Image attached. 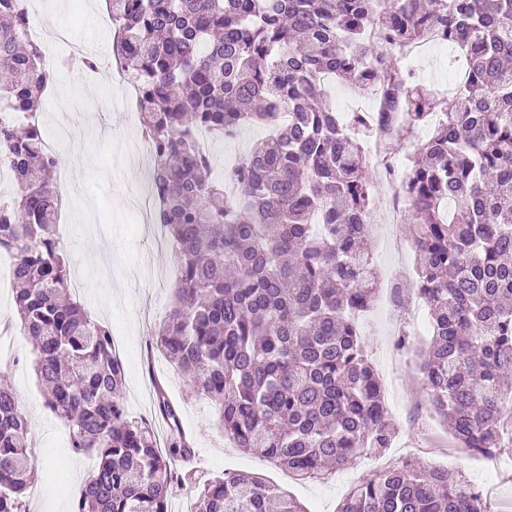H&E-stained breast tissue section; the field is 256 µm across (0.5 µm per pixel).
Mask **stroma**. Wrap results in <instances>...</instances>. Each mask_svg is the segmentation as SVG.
Masks as SVG:
<instances>
[{"label":"stroma","instance_id":"35a3bbf8","mask_svg":"<svg viewBox=\"0 0 512 512\" xmlns=\"http://www.w3.org/2000/svg\"><path fill=\"white\" fill-rule=\"evenodd\" d=\"M35 15L46 29L64 30L70 41L93 47L103 62L95 86L80 83L76 70L61 69L41 110L45 128L57 121L60 101L73 102L77 124L74 147L56 155L69 171L75 190L65 202L58 234L70 262L71 279L83 280L78 300L91 316L108 326L125 373L124 400L130 416L154 419L155 431L167 426L154 418L155 388L163 386L181 408V426L197 448L195 457L176 461L183 477L171 497L172 512H192L203 484L227 472L262 475L296 498L307 512H337L347 493L386 467L409 460L428 467H448L462 473L470 488L491 480L486 500L489 512H502L512 502V447L485 457L459 447L436 419L412 352L399 348V339L423 344L412 325L421 299L414 288L401 293L397 306L376 296L361 326L371 361L383 382L397 391L385 403L396 436L383 454L367 456L336 469L323 480H301L258 454L230 447L218 427L211 405L191 396L185 378L156 351L153 340L174 301L172 251L155 249L139 233L130 216L127 189L141 177L142 164L127 151L136 137L132 127L110 123L116 89L111 76L112 28L106 25L105 0H35ZM401 65L416 82L440 92L448 90V60L431 45L413 49ZM373 182L383 205L370 225L373 261L381 277L413 274L412 253H397L385 240L410 241L409 222H396L389 200L391 189L381 175ZM12 363L0 369L11 384L19 408L28 420L38 477L26 494L30 512H73L85 477L97 459L74 453L63 422L43 405L41 386L33 369L35 356L21 330L0 340Z\"/></svg>","mask_w":512,"mask_h":512}]
</instances>
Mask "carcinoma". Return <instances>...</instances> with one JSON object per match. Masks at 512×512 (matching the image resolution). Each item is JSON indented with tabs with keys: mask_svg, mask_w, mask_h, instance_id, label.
I'll use <instances>...</instances> for the list:
<instances>
[{
	"mask_svg": "<svg viewBox=\"0 0 512 512\" xmlns=\"http://www.w3.org/2000/svg\"><path fill=\"white\" fill-rule=\"evenodd\" d=\"M21 0H0V155L16 182L0 195V251L13 253L20 327L33 344L44 406L98 462L75 512H169L194 453L177 407L156 387L169 437L129 416L110 330L67 296L56 235L61 197L40 111L62 67L20 36ZM117 68L136 81L140 123L155 148L154 213L175 244V305L157 350L214 405L236 448L319 479L390 446L381 379L355 314L378 272L363 250L373 208L371 163L352 130L387 138L428 125L408 173L378 168L411 213L413 286L430 340L415 348L434 414L476 454L505 447L512 398V0H107ZM455 46L460 79L444 97L397 66L418 44ZM328 78L377 97L346 120ZM288 120H280V110ZM269 133L225 180L212 177L202 133ZM28 421L0 380V512H29ZM195 512H307L258 474L203 485ZM338 512H487L444 467L403 462L356 486Z\"/></svg>",
	"mask_w": 512,
	"mask_h": 512,
	"instance_id": "carcinoma-1",
	"label": "carcinoma"
}]
</instances>
